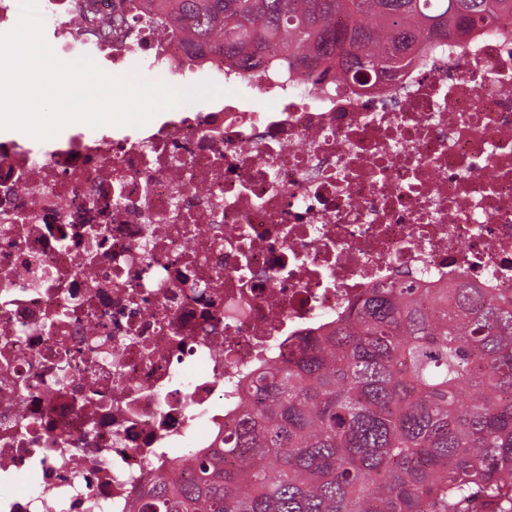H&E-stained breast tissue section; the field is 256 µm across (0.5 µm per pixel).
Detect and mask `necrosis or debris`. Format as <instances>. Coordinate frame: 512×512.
Segmentation results:
<instances>
[{"instance_id": "obj_1", "label": "necrosis or debris", "mask_w": 512, "mask_h": 512, "mask_svg": "<svg viewBox=\"0 0 512 512\" xmlns=\"http://www.w3.org/2000/svg\"><path fill=\"white\" fill-rule=\"evenodd\" d=\"M42 13L60 57L226 95L102 137H0V512H132L370 288L512 293V23L360 83L141 48L125 0Z\"/></svg>"}]
</instances>
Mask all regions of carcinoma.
Returning a JSON list of instances; mask_svg holds the SVG:
<instances>
[{
    "instance_id": "carcinoma-1",
    "label": "carcinoma",
    "mask_w": 512,
    "mask_h": 512,
    "mask_svg": "<svg viewBox=\"0 0 512 512\" xmlns=\"http://www.w3.org/2000/svg\"><path fill=\"white\" fill-rule=\"evenodd\" d=\"M130 26L258 75L397 73L416 45L512 21V0H126ZM448 306L399 278L258 369L224 467L196 452L137 512H512V295Z\"/></svg>"
}]
</instances>
